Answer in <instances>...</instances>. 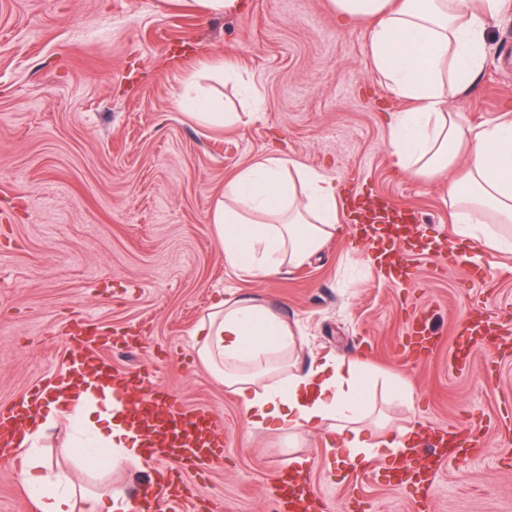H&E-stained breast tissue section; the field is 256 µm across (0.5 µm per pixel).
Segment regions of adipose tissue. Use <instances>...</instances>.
Here are the masks:
<instances>
[{"label":"adipose tissue","mask_w":512,"mask_h":512,"mask_svg":"<svg viewBox=\"0 0 512 512\" xmlns=\"http://www.w3.org/2000/svg\"><path fill=\"white\" fill-rule=\"evenodd\" d=\"M502 0H331L337 14L367 20L375 70L397 96L415 102L395 116L391 156L409 177L442 179L459 154L467 164L448 186L455 236L476 249L512 250V121L470 127L449 105L468 91L487 56L486 24ZM225 262L251 273H278L319 252L339 231L336 184L290 157L270 156L240 169L209 212ZM199 359L237 397L252 427L299 439L312 430L335 431L336 457L357 467L398 457L415 436L408 427L370 437L368 396L373 369L363 361L324 357L309 367L293 358L300 339L287 320L256 299H216L192 332ZM276 383H269V376ZM88 379L73 395L44 401L22 443L21 467L34 512H131L123 489L87 496L62 470L49 471L39 442L60 416L75 426L74 443L89 459L141 470L145 456L126 412L111 389L96 393Z\"/></svg>","instance_id":"1"}]
</instances>
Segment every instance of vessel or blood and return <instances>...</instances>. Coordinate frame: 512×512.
<instances>
[{"mask_svg":"<svg viewBox=\"0 0 512 512\" xmlns=\"http://www.w3.org/2000/svg\"><path fill=\"white\" fill-rule=\"evenodd\" d=\"M346 208L362 224L367 245L375 250L385 275L404 283L409 281L408 265L402 264V247L386 251L383 242L389 238L408 240L421 222L415 211L394 208L387 200H371L352 196L345 200ZM435 257L444 266L457 269L472 268L474 262L468 251H448L446 242H438ZM464 345L456 349V365H467L471 345L482 346L488 352L501 350L505 344L502 332L491 328L482 313L468 314L462 321ZM408 334L414 337L417 350L429 352L436 346L432 330L422 314H414L408 322ZM99 336L80 339L78 351L68 369L69 375L93 369L111 377L112 388L121 394L129 410V424L143 441V452L153 463L155 480L141 490L135 512H157L158 502L177 504L185 496L174 482L168 481L166 472H196L221 462L218 448L219 429L214 416L207 412H193L175 398L167 388L157 384L145 371H130L115 367L96 348ZM55 383L44 377L41 384L32 387L17 408H0V454L14 453L17 440L31 424L34 414L46 400ZM481 442L471 427L437 428L423 436L418 445L404 455L401 462L383 467V477L407 479L419 496L420 507L431 500L435 477L440 464L447 459L463 457L464 447L477 448ZM273 512H330L327 498L313 484L305 469L285 466L273 478L269 488Z\"/></svg>","mask_w":512,"mask_h":512,"instance_id":"obj_1","label":"vessel or blood"}]
</instances>
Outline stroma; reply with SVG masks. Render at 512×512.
Listing matches in <instances>:
<instances>
[{
	"label": "stroma",
	"mask_w": 512,
	"mask_h": 512,
	"mask_svg": "<svg viewBox=\"0 0 512 512\" xmlns=\"http://www.w3.org/2000/svg\"><path fill=\"white\" fill-rule=\"evenodd\" d=\"M209 16L170 0H0V407L61 372L86 314L105 328L141 333L143 345L107 343L119 368L146 370L190 408L222 422L224 460L186 475L195 512H267L270 476L306 456L316 487L344 512H416L387 485L381 461L328 465L327 429L297 446L251 427L235 397L196 357L191 332L218 295L256 297L305 340L302 365L362 357L378 377L403 375L415 406L375 399L391 425L479 420L485 446L440 466L431 512H512V349H475L459 372L446 346L471 306L512 329V252L490 255L494 281L437 274L429 249L454 233L444 189L392 164L388 125L412 101L376 76L363 20L330 0H242ZM490 49L474 86L452 107L474 126L512 119V0L487 25ZM238 59L242 82L218 71ZM238 113L206 125V101ZM356 191L417 210L416 277H378L365 244L343 226L298 268L253 275L224 261L208 211L242 167L274 152ZM445 346L427 360L400 356L414 306ZM60 420L41 441L48 465L90 492L141 489L150 470L88 462ZM0 512H33L14 460L0 457Z\"/></svg>",
	"instance_id": "35a3bbf8"
}]
</instances>
